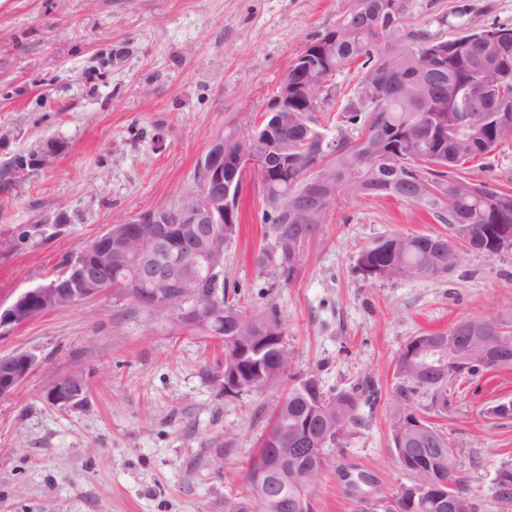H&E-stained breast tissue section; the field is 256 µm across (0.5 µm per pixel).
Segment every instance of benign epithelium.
<instances>
[{
  "label": "benign epithelium",
  "instance_id": "benign-epithelium-1",
  "mask_svg": "<svg viewBox=\"0 0 512 512\" xmlns=\"http://www.w3.org/2000/svg\"><path fill=\"white\" fill-rule=\"evenodd\" d=\"M312 52L326 61L336 55V35L321 37L309 44ZM448 56L444 44H433L425 49L426 64L403 83L412 90H429L440 79V74L429 66L436 59ZM301 71L304 82L296 84L283 76L275 95L264 113L266 153L269 161L288 167V113L302 110L312 112L318 103V93L325 90L329 74L307 62L301 54ZM360 99L371 110L380 108L386 101L384 84L363 83ZM488 93L473 95L470 101L482 118L490 117L495 124H511L512 115L490 112L483 106ZM255 163L243 146V140L230 133L215 138L200 158L198 170L204 178L198 181L197 192L177 209H159L141 213L131 220L107 225L83 251L70 260L64 280L51 279L20 293L13 302L0 305V327L15 324L21 319H31L51 310L68 309L103 297L112 289V274L122 275L126 291L142 299L156 312L175 310L178 325L183 330L211 334L224 328V225L235 223V204L238 184L235 174H243ZM295 211L311 216L326 213L336 201V193L323 195L314 191H297ZM146 224L142 232L135 228ZM247 319H239L224 337V386L227 389L243 387L237 365L247 353L258 354L277 347L264 336L242 335ZM500 329L485 322H470L448 329V344L436 337H420L410 348L408 361L424 375L434 374L440 380L453 382L463 374L492 370L512 362V343L500 340L493 344L486 340L499 335ZM31 352H19L0 357V400L15 395L22 382L36 365ZM85 379L80 374L60 378L46 390L45 399L53 406L77 409L85 401ZM293 447L280 448L264 463L257 466L252 479L262 482L272 476L283 492L288 486H310L317 471L327 459L325 440L308 433L293 434ZM399 456L416 454L423 459L448 457L457 460L453 445L446 448H405L397 440ZM305 459L310 467L302 472L288 470V461ZM411 503L421 508L439 507L445 512L458 507L456 497L448 492L447 483L434 488L426 482L411 489ZM401 499L389 498L369 501L364 512H404Z\"/></svg>",
  "mask_w": 512,
  "mask_h": 512
}]
</instances>
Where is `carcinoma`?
<instances>
[{"label":"carcinoma","mask_w":512,"mask_h":512,"mask_svg":"<svg viewBox=\"0 0 512 512\" xmlns=\"http://www.w3.org/2000/svg\"><path fill=\"white\" fill-rule=\"evenodd\" d=\"M399 2L398 15L393 17L384 11L385 0H352L349 9L332 29L336 33V58L333 64L321 67V71H339L356 63L368 76L375 66L381 67L390 59L406 71L417 65L420 59L414 56L413 50L432 43L422 35L413 37L405 46L393 44L383 48L377 59L374 58L377 49L369 48L366 44L363 29L384 26L394 19L401 21L406 17L408 0ZM496 31L508 34V40L487 44L480 28H472L446 40L450 46L465 43L463 53L452 54L445 62L444 81L454 83L458 90L454 103L433 96L420 98L394 87L381 110L370 112L357 106L348 112V123L361 128L362 137L355 143L337 141L333 149L336 157L324 166L325 170L336 176V184L345 188L343 196L356 199L381 196L402 200L403 186L424 182L429 190L417 205L434 215L440 223L448 225L446 234H397L362 249L357 256V265L365 275L374 279L414 278L416 274L413 269L417 267L424 269L428 278L446 274L455 261L448 250V238H457L453 234L457 224L472 227V252H482L491 241L498 242L501 251L512 249V193L471 182L458 172L460 165L490 153L487 143L497 139L512 140V129L507 127L493 128L486 123L479 128H471L461 122L462 113L469 111L468 99L463 92L467 81L476 77L492 59L508 65L512 70V28L498 27ZM301 116L304 125L290 126L287 131L288 138L297 142L291 152L294 162L288 166L287 177L267 180L264 185V194L278 198L282 204L289 202L291 192L304 180L305 173L316 167L322 158L319 140L305 142L313 134L320 133L319 122L312 112H303ZM432 127L436 129V135L429 139L431 153L410 157L398 168L389 161H382L370 169L360 166L364 154H383L391 144L399 143L400 133L407 132L415 138L428 139ZM264 362L273 379H279L288 371V350L283 346L268 350L264 353ZM396 378V390L405 403L393 407L390 416L392 429L400 427V413H413L407 402L415 394L425 395L432 402L436 398L429 380L417 381L401 368L399 362L396 363ZM307 419L310 420L313 434L339 438L359 425L357 397L350 392L332 397L328 412L317 416L313 414L309 391L298 385L289 388L286 410L278 415L275 428ZM405 447L446 448L448 437L427 422L421 434L407 437ZM400 465L424 479L430 476L449 481L457 493V512H472L461 480L455 475V466L442 468L434 461L421 471L416 465L405 461ZM262 496L271 502L281 500L280 491L274 484L268 483L260 488L249 484L247 498L254 500L256 512H268L265 502L260 500Z\"/></svg>","instance_id":"carcinoma-1"}]
</instances>
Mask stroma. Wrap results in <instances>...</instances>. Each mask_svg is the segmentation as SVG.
I'll return each mask as SVG.
<instances>
[{"instance_id": "1", "label": "stroma", "mask_w": 512, "mask_h": 512, "mask_svg": "<svg viewBox=\"0 0 512 512\" xmlns=\"http://www.w3.org/2000/svg\"><path fill=\"white\" fill-rule=\"evenodd\" d=\"M350 0H0V303L63 271L107 224L180 206L197 164L228 131L248 137L292 61L334 28ZM471 25L512 28V0H409L393 37L447 39ZM361 77L327 79L317 114L331 151L357 139L346 114ZM54 140L46 165L13 160ZM512 193V142L463 167ZM239 230L224 252L237 306L276 322L288 375L260 390H224V345L182 330L115 293L0 328V357L37 364L0 400V512H224L246 491L251 463L292 380L355 393L359 426L328 451L312 487L315 512H361L366 500L415 484L396 460L390 410L395 365L413 337L462 320L512 329V250L459 251L435 279H372L360 250L395 234L447 225L390 197L337 198L305 246L294 279H272L260 257L273 238L258 181L246 173ZM81 374L76 411L49 405L46 388ZM512 366L463 376L447 407L411 408L458 448L456 475L473 512H512L494 496L512 463Z\"/></svg>"}]
</instances>
